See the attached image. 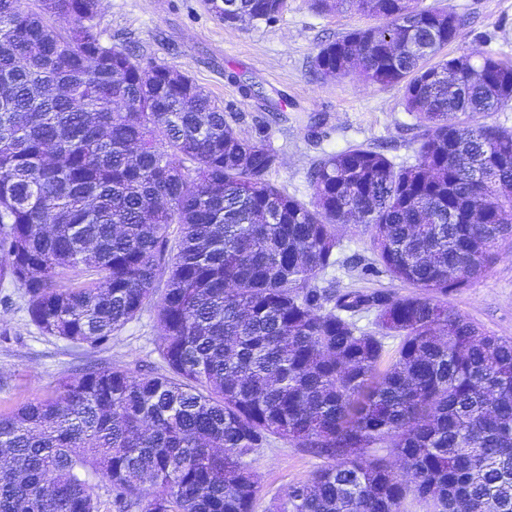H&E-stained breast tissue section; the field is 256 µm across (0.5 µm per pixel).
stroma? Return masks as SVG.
<instances>
[{
    "instance_id": "obj_1",
    "label": "stroma",
    "mask_w": 512,
    "mask_h": 512,
    "mask_svg": "<svg viewBox=\"0 0 512 512\" xmlns=\"http://www.w3.org/2000/svg\"><path fill=\"white\" fill-rule=\"evenodd\" d=\"M449 6L463 18L450 56L490 53L512 61V0H422ZM351 9L321 12L311 0H288L282 19L271 26L227 25L204 0H104L97 18L104 39L123 37L145 60L188 73L232 112L243 137L264 129L278 155L271 183L310 201L308 178L323 156L366 145L397 164L416 158L417 120L406 112L398 85L369 86L357 78L321 80L311 73L320 47L349 30L371 24ZM239 72L255 93L242 97L228 70ZM497 259L483 276L449 297V304L481 331L512 339V237L499 240ZM374 262L369 231L350 226L334 266L318 274L321 288L410 294V285L366 269ZM24 288L0 280V414L47 397L57 380L89 365L131 370L162 369L158 325L146 307L105 346L93 348L44 335L28 314ZM260 478L254 512H278L290 486L309 480L326 464L308 449L274 438L248 456Z\"/></svg>"
}]
</instances>
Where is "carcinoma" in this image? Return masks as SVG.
<instances>
[{"mask_svg": "<svg viewBox=\"0 0 512 512\" xmlns=\"http://www.w3.org/2000/svg\"><path fill=\"white\" fill-rule=\"evenodd\" d=\"M312 2L379 20L323 45L314 75L402 85L422 133L412 165L324 156L305 203L269 181L262 132L238 136L190 75L103 40V0H0V279L42 333L98 347L167 275L165 372L88 366L0 415V512H100L103 485L114 512H252L244 458L272 437L328 460L281 512H402L411 493L512 512V340L448 306L512 234V128L479 121L512 104V62L439 56L463 24L447 7ZM224 3L208 0L228 25L287 7ZM356 224L373 272L415 292L313 284Z\"/></svg>", "mask_w": 512, "mask_h": 512, "instance_id": "cac0c4a2", "label": "carcinoma"}]
</instances>
